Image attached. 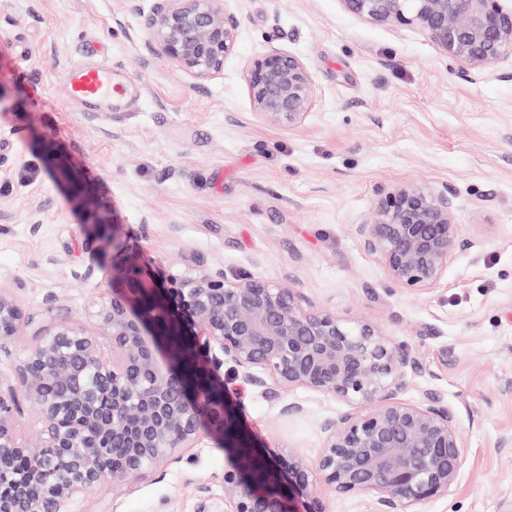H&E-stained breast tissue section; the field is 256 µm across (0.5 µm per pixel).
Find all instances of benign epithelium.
<instances>
[{
	"label": "benign epithelium",
	"mask_w": 512,
	"mask_h": 512,
	"mask_svg": "<svg viewBox=\"0 0 512 512\" xmlns=\"http://www.w3.org/2000/svg\"><path fill=\"white\" fill-rule=\"evenodd\" d=\"M341 2L374 25L422 30L475 77L512 65L505 0ZM148 25L152 54L207 80L224 70L239 21L224 0H154ZM246 79L255 115L271 125H298L315 94L307 63L279 49L253 58ZM457 211L448 186L405 182L383 191L354 233L397 284L438 288L457 252L478 247L458 239ZM196 265L163 293L141 279L135 252L119 253L124 276L91 311L109 345L61 317L0 375V512H72L108 478L130 485L177 462L204 432L231 460L224 512H323L322 489L369 495L374 512H417L448 494L465 441L437 398H401L419 369L406 344L316 311L290 287ZM21 321L0 289V341ZM226 370L273 397L304 388L362 409L323 422L316 460L294 449L273 458L228 400ZM22 402L41 418L32 444L17 434Z\"/></svg>",
	"instance_id": "7a95c632"
}]
</instances>
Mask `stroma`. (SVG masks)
I'll list each match as a JSON object with an SVG mask.
<instances>
[{
  "instance_id": "obj_1",
  "label": "stroma",
  "mask_w": 512,
  "mask_h": 512,
  "mask_svg": "<svg viewBox=\"0 0 512 512\" xmlns=\"http://www.w3.org/2000/svg\"><path fill=\"white\" fill-rule=\"evenodd\" d=\"M153 0H0V289L23 313L0 345L9 375L61 316L91 326L111 297L113 226L138 246L146 281L193 273V258L294 288L316 308L366 319L418 363L405 400L447 405L467 451L454 488L419 512H512V78H467L417 28L376 26L341 0H227L240 26L223 72L201 81L153 56ZM277 48L309 66L301 124L259 120L250 60ZM123 72L136 93L115 111L67 94L72 67ZM443 183L458 204L459 252L431 290L403 288L353 231L382 190ZM37 223H30V215ZM95 281L84 278L87 268ZM245 425L273 453L316 459L317 425L346 403L303 388L270 397L228 381ZM307 407L283 423L282 405ZM216 440L162 473L104 482L74 512H200L224 505Z\"/></svg>"
}]
</instances>
